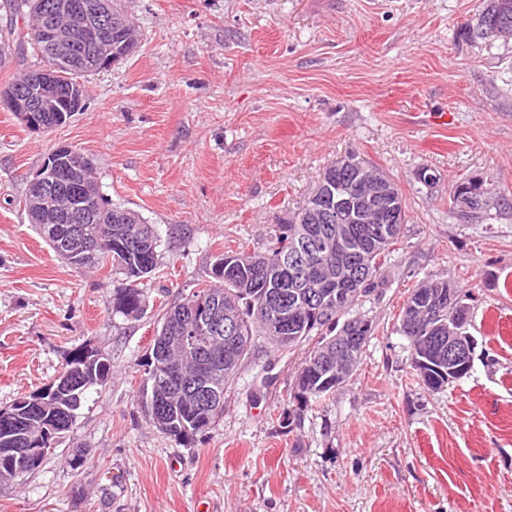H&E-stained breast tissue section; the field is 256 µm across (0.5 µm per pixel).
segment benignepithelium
<instances>
[{
    "label": "benign epithelium",
    "instance_id": "1",
    "mask_svg": "<svg viewBox=\"0 0 512 512\" xmlns=\"http://www.w3.org/2000/svg\"><path fill=\"white\" fill-rule=\"evenodd\" d=\"M51 10L64 15L68 24L53 21L30 31L32 41L48 47L54 52V60L47 67L33 72L29 77V93L21 94L11 89L0 90V106L14 113L27 127L43 131L49 125L61 126L84 107V90L81 84L60 78V64L74 54L75 49L88 51L94 58L104 61L110 67L121 60L112 54V4L102 0H57ZM91 166L90 159L70 146L61 145L53 149L41 168L29 180L31 189L30 207L37 210L42 201L61 190L71 195V204L61 216L62 224L53 228L56 246L62 257L81 265L95 261L102 247L122 248L125 245L122 230L108 227L103 234L88 241L83 236L82 224L92 217L99 196L92 194L84 180L85 168ZM335 168L345 172V179L337 182L329 174L320 181L309 199L308 218L316 224L336 223L335 232L324 235L313 234L304 243L302 252L312 253L326 248L336 253L341 262L349 260L345 242L349 238L351 224L368 221L396 224L398 210L392 200L394 187L388 182L379 183L374 189L364 187V174L360 165L345 161L336 163ZM301 257L282 258L276 264L264 258L254 259L256 273L254 287L260 289L255 315L267 319L268 330L286 337L288 332L298 328L301 319L294 311L288 310V281L295 280L297 269L301 268ZM305 278L298 291L301 300H314V304L343 302L356 286L361 274L355 265H350V274L343 287L336 288V282L323 278L317 266L304 267ZM453 301V291H436L424 300L409 302L402 326L407 332H415L424 321L420 309L428 311ZM227 333L225 349L235 352L238 345L237 318L233 309H222L221 301L201 297L190 304V309L171 316L170 327L156 332L153 353L157 359L165 358L167 349L177 348L183 355L194 361L198 372L185 378L181 372L169 365H161L163 374L150 382L146 390V404L153 407L158 422H163L171 402L167 392L180 389L187 395V403L203 413L214 406L215 397L207 388V382L224 362V354L210 350L198 342L202 334ZM476 340L470 335L448 339V359L455 362L472 357ZM52 434L42 431L29 438L30 447L13 448L11 452L36 459L46 455L42 447L44 440Z\"/></svg>",
    "mask_w": 512,
    "mask_h": 512
}]
</instances>
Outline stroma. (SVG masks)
<instances>
[{
    "mask_svg": "<svg viewBox=\"0 0 512 512\" xmlns=\"http://www.w3.org/2000/svg\"><path fill=\"white\" fill-rule=\"evenodd\" d=\"M138 45L85 76L52 132L0 108V408L54 382L84 344L112 364L41 468L0 485V512H512V209H450L457 181L512 196V43L457 40L478 0H119ZM67 145L113 204L159 237L139 316L111 266L56 256L24 206ZM356 155L393 179L408 222L356 308L376 331L347 385L289 414L308 348L243 364L215 425L183 445L141 405L164 307L225 249L264 254L324 168ZM430 168L432 185L417 173ZM429 278L469 291V375L421 387L399 331ZM85 461L72 468L74 449Z\"/></svg>",
    "mask_w": 512,
    "mask_h": 512,
    "instance_id": "stroma-1",
    "label": "stroma"
}]
</instances>
